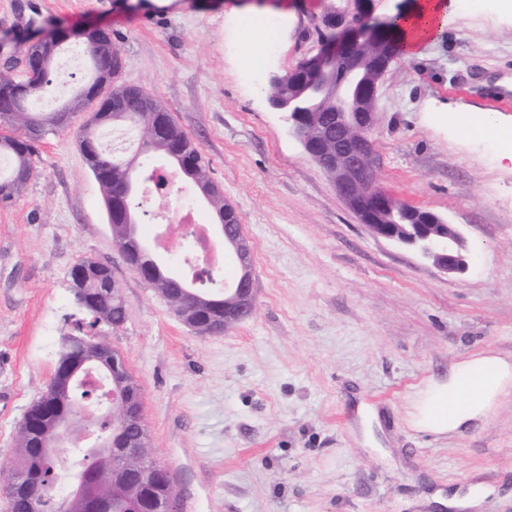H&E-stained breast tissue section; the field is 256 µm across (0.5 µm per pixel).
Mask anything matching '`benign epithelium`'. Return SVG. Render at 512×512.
Listing matches in <instances>:
<instances>
[{"label":"benign epithelium","mask_w":512,"mask_h":512,"mask_svg":"<svg viewBox=\"0 0 512 512\" xmlns=\"http://www.w3.org/2000/svg\"><path fill=\"white\" fill-rule=\"evenodd\" d=\"M383 21L365 11H350L346 8L336 13V19L328 27L336 31L334 52L347 59L358 56L361 44L370 35L379 30ZM82 42L88 50L101 61H110L115 52L112 40L101 33L99 27H90L74 33L68 28L59 29L56 37L45 48H29L24 60V74L33 76L46 72L54 65L64 45ZM305 67L312 71L311 80L302 84L299 97L304 109L314 112L316 100L320 97L336 99V126L331 134H326L323 127L311 130L298 126L293 118H288L289 131L294 135L306 152L321 166H327L336 172L334 180L336 191L347 207L356 215L359 222L368 227L377 236L403 245L417 248L423 256L430 258L436 266L447 273H461L469 267V253L465 241L459 232L452 235H440L431 230V226L444 223L440 217L431 218L417 225L418 233L412 236L400 234L395 229H388L379 223L378 215L386 211L397 224V217L402 215L403 203L387 194L379 185L373 162V142L371 134L376 125V113L368 111L370 102L377 101L379 82L390 66L393 58L381 56L375 63L376 78L368 81L356 68L348 69L334 84L322 82L326 75V66L319 63L315 56L305 58ZM150 96L146 89L131 84L118 85L108 78L92 87L90 98L105 104V111L90 109V119L86 126L94 128L112 120L110 110L122 108L129 98ZM358 125L363 129L359 137L349 134V128ZM137 193V184L128 180L119 187L108 202L110 212L124 220V227L131 237L137 236L136 216L133 199ZM138 251L128 250L116 245L124 262L133 268L146 283H151L154 270L137 264V253L148 251L142 240L136 242ZM107 264L86 260L70 270L69 284L73 293L81 300L85 299L83 287L95 275L104 273ZM233 302L220 305L205 315L200 307L192 305L181 298L174 302V309L182 322L200 335L209 334L210 324L221 320L225 323L237 322L253 306L254 288L251 282H242L233 289ZM93 344V337L75 336L71 339L68 356L57 362L55 371L67 379V387H77L85 381L94 368L107 367L108 376L122 373L125 362L115 353L112 346L99 342V355L82 353L84 346ZM79 416L86 422L84 439L91 441L86 449V461L93 464L101 458L112 459V473L125 479H132L137 492L136 512H177V496L169 472L149 457L148 442H116V438L100 429L95 413L77 408ZM124 420L137 423L140 421L141 407L137 392L128 389L122 400ZM52 418L51 407L41 406L37 410L25 413L23 425L31 441V446L43 451L59 453L60 448L68 443L66 425L55 421L52 428H45V422ZM137 467H131V461ZM59 473L53 472L51 481L42 477L32 478L26 471L18 470L9 479L5 494L11 504L25 500L24 512H40L43 497L48 484H57Z\"/></svg>","instance_id":"benign-epithelium-1"}]
</instances>
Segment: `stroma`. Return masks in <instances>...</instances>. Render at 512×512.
<instances>
[{"label":"stroma","mask_w":512,"mask_h":512,"mask_svg":"<svg viewBox=\"0 0 512 512\" xmlns=\"http://www.w3.org/2000/svg\"><path fill=\"white\" fill-rule=\"evenodd\" d=\"M333 0H0V63L21 76L37 28L103 27L119 82L155 93L200 145L251 248L252 315L221 336L186 327L113 246L77 127L48 135L25 192L0 205V486L16 435L82 313L68 272L111 266L129 319L106 339L138 381L149 452L180 512H512V393L454 434L409 423L420 389L477 354L512 361V168L470 119H512V16L460 0L422 53L380 81V186L442 216L469 268L440 270L377 237L268 103L269 79L314 55ZM285 20L246 81L249 16Z\"/></svg>","instance_id":"35a3bbf8"}]
</instances>
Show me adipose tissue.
Returning a JSON list of instances; mask_svg holds the SVG:
<instances>
[{
    "label": "adipose tissue",
    "mask_w": 512,
    "mask_h": 512,
    "mask_svg": "<svg viewBox=\"0 0 512 512\" xmlns=\"http://www.w3.org/2000/svg\"><path fill=\"white\" fill-rule=\"evenodd\" d=\"M449 0H420L405 15L403 41L407 55L420 53L436 30L448 21ZM512 389V362L491 354L458 363L447 383L431 385L411 412L414 427L435 434H452L487 417L500 397Z\"/></svg>",
    "instance_id": "obj_1"
}]
</instances>
